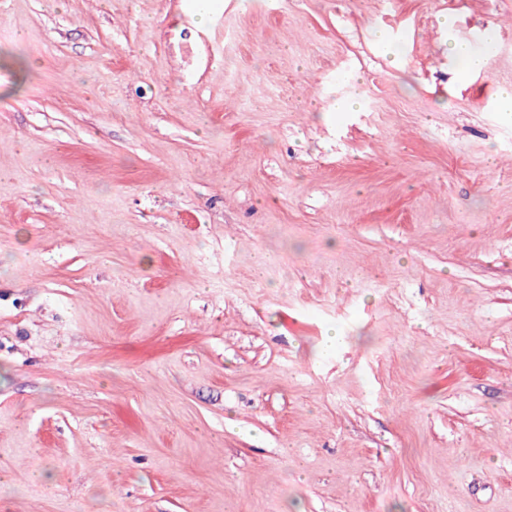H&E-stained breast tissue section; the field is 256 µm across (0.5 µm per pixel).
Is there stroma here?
Wrapping results in <instances>:
<instances>
[{
  "mask_svg": "<svg viewBox=\"0 0 512 512\" xmlns=\"http://www.w3.org/2000/svg\"><path fill=\"white\" fill-rule=\"evenodd\" d=\"M504 88L512 0H0V512H512Z\"/></svg>",
  "mask_w": 512,
  "mask_h": 512,
  "instance_id": "1",
  "label": "stroma"
}]
</instances>
